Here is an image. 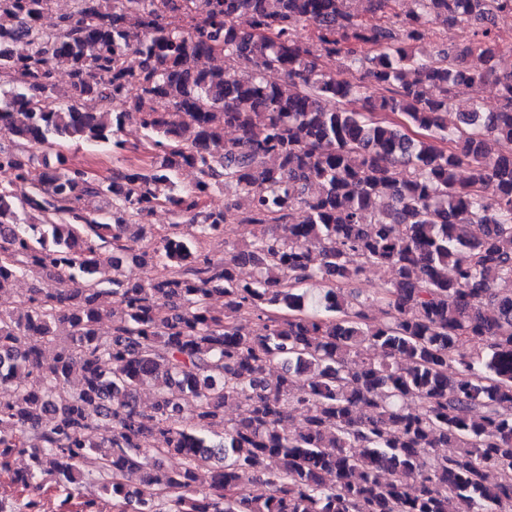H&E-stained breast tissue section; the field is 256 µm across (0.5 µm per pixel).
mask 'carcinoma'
I'll list each match as a JSON object with an SVG mask.
<instances>
[{
	"label": "carcinoma",
	"mask_w": 512,
	"mask_h": 512,
	"mask_svg": "<svg viewBox=\"0 0 512 512\" xmlns=\"http://www.w3.org/2000/svg\"><path fill=\"white\" fill-rule=\"evenodd\" d=\"M49 2L0 0V512H44L17 501L46 480L70 499L92 484L112 512H512V72L493 32L512 0H366L368 21L349 0H72L47 28ZM439 20L458 41L422 59ZM491 77L499 110L448 123L454 88ZM129 122L149 166L95 179L61 161L30 180L50 146L122 153ZM163 205L190 237L133 247ZM231 219L259 234L198 249ZM124 257L169 272L133 280ZM373 266L389 287L344 290ZM254 477L267 492L242 495Z\"/></svg>",
	"instance_id": "1"
}]
</instances>
